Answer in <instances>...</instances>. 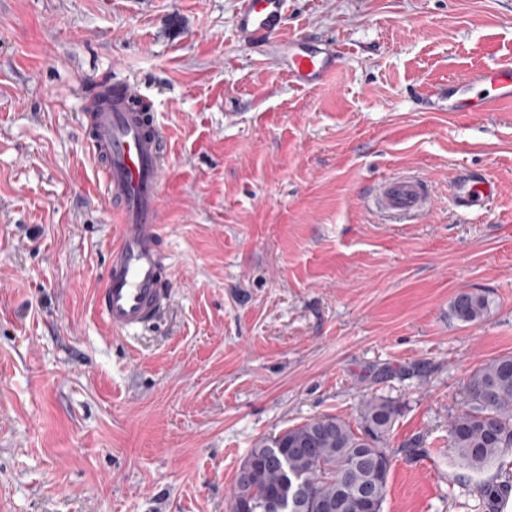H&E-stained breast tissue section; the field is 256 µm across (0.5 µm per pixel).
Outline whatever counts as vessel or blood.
Segmentation results:
<instances>
[{"mask_svg": "<svg viewBox=\"0 0 512 512\" xmlns=\"http://www.w3.org/2000/svg\"><path fill=\"white\" fill-rule=\"evenodd\" d=\"M286 0H241L237 33L248 47H267L283 26ZM336 49L306 39L288 43V74L300 86H317L333 75ZM137 83L123 81L90 90L81 113L89 150L112 205L117 232L107 259L106 284L95 298L98 318L113 332L140 333L168 308V264L160 247L162 185L167 174L168 135L141 106ZM512 104V60L494 63L448 82L452 112H497ZM490 181L459 176L454 194L472 207L492 196ZM378 207L394 215L427 211L432 200L416 175L386 180Z\"/></svg>", "mask_w": 512, "mask_h": 512, "instance_id": "vessel-or-blood-1", "label": "vessel or blood"}]
</instances>
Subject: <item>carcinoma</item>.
I'll return each instance as SVG.
<instances>
[{"instance_id": "cac0c4a2", "label": "carcinoma", "mask_w": 512, "mask_h": 512, "mask_svg": "<svg viewBox=\"0 0 512 512\" xmlns=\"http://www.w3.org/2000/svg\"><path fill=\"white\" fill-rule=\"evenodd\" d=\"M462 323L482 321L486 296L459 292L451 305ZM463 408L448 420V448L459 464L480 472L512 452V355H502L472 370L464 381ZM399 401L365 395L356 426L339 417L310 419L271 438L259 440L239 467L234 490L252 512H268L283 488L280 459L299 476L307 492L293 512H382L395 451L389 435L401 414ZM508 485H483L488 512H498Z\"/></svg>"}]
</instances>
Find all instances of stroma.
<instances>
[{"label": "stroma", "instance_id": "stroma-1", "mask_svg": "<svg viewBox=\"0 0 512 512\" xmlns=\"http://www.w3.org/2000/svg\"><path fill=\"white\" fill-rule=\"evenodd\" d=\"M239 0H0V512H230L262 438L402 404L383 512H484L448 450L467 373L512 354V111L448 81L512 57V0H287L281 40L335 42L304 88L243 46ZM137 81L170 139L173 302L128 339L93 311L116 226L82 91ZM398 172L416 223L368 204ZM496 193L454 203L461 173ZM484 293L486 318L451 302ZM383 371L373 379V371ZM453 316L460 322L473 324L482 321L489 309L485 295L473 291L459 292L451 305Z\"/></svg>", "mask_w": 512, "mask_h": 512}]
</instances>
